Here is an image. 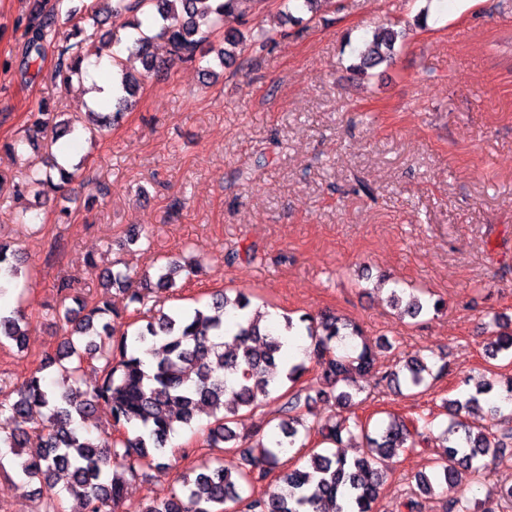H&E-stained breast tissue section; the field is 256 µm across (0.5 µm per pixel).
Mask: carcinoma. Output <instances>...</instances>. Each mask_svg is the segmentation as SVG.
I'll return each mask as SVG.
<instances>
[{
  "instance_id": "1",
  "label": "carcinoma",
  "mask_w": 512,
  "mask_h": 512,
  "mask_svg": "<svg viewBox=\"0 0 512 512\" xmlns=\"http://www.w3.org/2000/svg\"><path fill=\"white\" fill-rule=\"evenodd\" d=\"M330 0H280L279 15L284 22L299 24L302 15L314 11L318 2ZM240 0H91L84 15L68 8H57L45 15L30 18V50L35 63L41 57L42 43L55 33L59 15L72 24L78 41L59 50L55 76L67 85L77 78L84 80L85 64L100 58L103 52L123 47L129 56L141 60L145 72L161 67L152 52L153 44L167 46L172 62H192L203 42L224 27V18L235 13ZM181 12L183 22L177 27L167 24L171 14ZM125 16L118 28L101 27L114 16ZM282 31L261 25L224 32V47L216 53L220 66L230 65L246 50L264 51ZM404 40L403 32L382 27L363 42L356 63L349 70L364 77L379 64L397 55L396 44ZM115 95V110L84 112L81 126L70 120L56 121L46 112L38 113L28 127L26 139L35 144L51 131L56 138L79 129L94 137L119 122L135 103L141 90L140 80L125 72ZM81 164L64 167L56 155L49 154L46 169L33 170L17 189L45 195L78 176ZM25 260L10 245L0 242V269L5 267L20 287L25 275ZM200 272V266L184 267L171 260L158 267L155 274L145 273L139 287L128 271L112 268L100 282L102 291L92 303L74 292L71 281L57 284L61 295L55 317L67 325L55 354L42 360L40 367L20 386L9 392L0 389V443L8 452H0V474H10L22 482L37 480L49 489L36 512H231L241 506L243 512H376L380 490L393 458L419 444L422 425L414 419L395 416L374 425L357 418L325 421L309 420L311 396L303 394L297 383L314 363L321 376L333 385L348 383L355 374L377 372L380 353L389 348L386 340L371 344L361 326L342 315L326 312L318 317L303 314L294 318L285 313L276 323L263 325L260 310L248 315L253 295L245 290L222 291L211 295V302L182 311H165L147 306L146 292L176 287L182 271ZM118 288L128 293L129 303L136 305V316L146 325L116 333L113 322L120 314L108 299L109 291ZM390 303L401 317L417 319L423 312L438 314L440 301L428 303L400 288L391 291ZM493 322L501 328L497 338L486 347L487 357L495 360L503 352L512 353V321L500 315ZM233 347L224 348V337ZM304 336L309 345L303 357L292 362L282 353V337ZM163 340L160 351H145L153 364L145 369L140 348ZM26 342L25 320L15 314L0 313V346L11 344L19 349ZM101 363L99 376L90 387H83V365ZM56 370V387L44 383L40 373ZM448 362L441 358L428 363L416 354L397 369L383 372L380 380L396 389L417 394L431 388L446 375ZM273 393L281 404L273 420L279 433L268 439L239 437L231 423L243 410L260 409ZM485 396L493 416L508 421L512 410L505 411L500 402L512 400V377L478 386L465 400L448 399L445 407L449 421L442 431L443 446L428 472L414 475L415 485L404 502L407 512H418V497L428 496L443 484L465 486L472 490L485 480L488 463L512 456V426L491 424L474 427L463 413L480 405ZM106 405L110 412V431L95 436L84 427L97 407ZM204 405L215 414L207 431L211 448L224 447L225 456L202 465L180 478L179 489L162 500H152L134 510L124 508V488L129 479L144 468L164 469L163 462L172 435L177 429L192 426L196 409ZM46 409L40 420L32 418V408ZM118 431L121 436L112 437ZM362 439L361 456L350 459L340 453L343 438ZM319 435L328 448L312 450L300 466L278 475L277 490L254 495L257 485L265 482L282 465L286 448H304L311 435ZM68 475L59 484L60 474ZM446 512H493L481 501L463 497L448 501Z\"/></svg>"
}]
</instances>
